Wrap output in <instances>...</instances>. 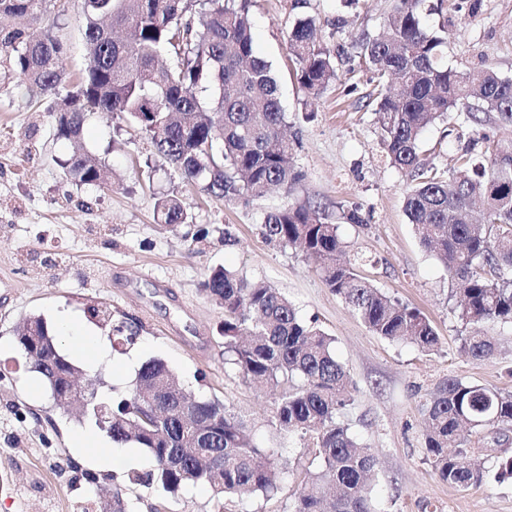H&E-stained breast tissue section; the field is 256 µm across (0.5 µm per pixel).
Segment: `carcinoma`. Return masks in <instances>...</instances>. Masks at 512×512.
Here are the masks:
<instances>
[{
	"label": "carcinoma",
	"mask_w": 512,
	"mask_h": 512,
	"mask_svg": "<svg viewBox=\"0 0 512 512\" xmlns=\"http://www.w3.org/2000/svg\"><path fill=\"white\" fill-rule=\"evenodd\" d=\"M197 2L198 27L187 19L192 0H83L84 68L64 93L67 47L54 28L67 0H0V68L55 100L59 138L80 140L87 115L104 112L136 124L185 179L206 181L217 198H257L273 185L297 182L278 83L254 48L249 0ZM424 2L394 0L385 34L363 38L359 58L377 79L368 103L379 114L387 156L410 180L405 215L459 286V318L470 328L460 350L483 361L496 350L484 325H512V178L501 175H512V149L499 145L477 157L464 147L456 167L445 170L421 158L418 143L450 113L477 130L490 113L512 126V78L488 66L445 65L444 38L425 24ZM288 42L300 84L318 96L335 78V66L317 40L315 20H297ZM67 170L81 184L106 180L103 167L81 154L67 160ZM157 210L166 224L188 223L174 196L159 199ZM262 236L321 258L332 291L375 335L422 353L436 349L437 332L424 314L360 277L358 262L342 260L338 225L318 210L299 204L271 212ZM203 286L224 303L220 335L242 379L281 388L276 428L313 440L316 468L306 469L288 512H380L366 487L377 459L341 419L355 386L336 359L333 339L301 321L275 288L222 267ZM16 333L19 343L37 345L32 369L47 386L62 387L80 372L59 354L43 317L24 318ZM138 382L149 397L135 389L114 406L103 397L90 404L94 415L112 416L113 442L145 449L149 470L128 474L129 482L173 494L205 484L218 501L279 493L288 461L275 463L278 449L260 446L223 402L197 398L160 359L142 365ZM157 406L171 417L151 427L145 417ZM422 414L428 455L452 487L487 478L473 436L487 448L512 441V391L447 378L426 398Z\"/></svg>",
	"instance_id": "obj_1"
}]
</instances>
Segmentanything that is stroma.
Here are the masks:
<instances>
[{"label":"stroma","mask_w":512,"mask_h":512,"mask_svg":"<svg viewBox=\"0 0 512 512\" xmlns=\"http://www.w3.org/2000/svg\"><path fill=\"white\" fill-rule=\"evenodd\" d=\"M427 2L435 8L427 24L445 29L449 67L485 64L512 78V0ZM81 5L69 0L58 21L73 74L85 63ZM392 5L251 0L255 45L277 74L301 173L298 182L257 199L207 194L204 182L182 179L137 125L103 113L88 115L80 147L111 172L112 182L79 184L63 166L77 146L56 137L50 101L13 76H0V512H90L117 486L134 512H287L298 486L293 477L276 497L248 504L216 503L203 484L171 495L129 483L128 471L147 470L146 452L115 444L106 433L100 451L113 454L115 463L96 469L72 447L77 431L95 426L94 416L60 412L46 386L29 390L37 375L15 332L23 318L66 310L104 338L121 325L129 343L87 367L103 391L131 390L146 361L163 360L196 396L224 402L263 447L287 449L294 469L307 467L315 457L311 442L287 438L271 423L278 388L246 383L225 358L224 308L202 289L208 271L220 265L280 290L303 321L333 337L355 386L345 420L379 459L373 494L383 512H512V479L494 478L512 444L482 458L488 477L466 490L442 482L424 448L421 405L440 381L454 377L512 391V327L486 325L498 346L488 360L460 352L466 329L448 272L420 244L404 213L406 179L385 157L377 116L365 105L373 73L357 57L360 39L383 31ZM305 17L315 18L336 64L335 79L312 101L288 60V34ZM476 135L439 121L424 132L421 146L447 137V151L433 158L446 168ZM167 195L182 200L190 224L161 223L155 203ZM296 204L319 208L338 225L348 254L366 257L363 272L374 285L428 317L440 338L435 351L424 354L375 335L331 291L315 259L265 242V214ZM352 211L360 223L347 221ZM190 229L203 230L204 238H187ZM101 307L110 309L111 322L95 317Z\"/></svg>","instance_id":"1"}]
</instances>
